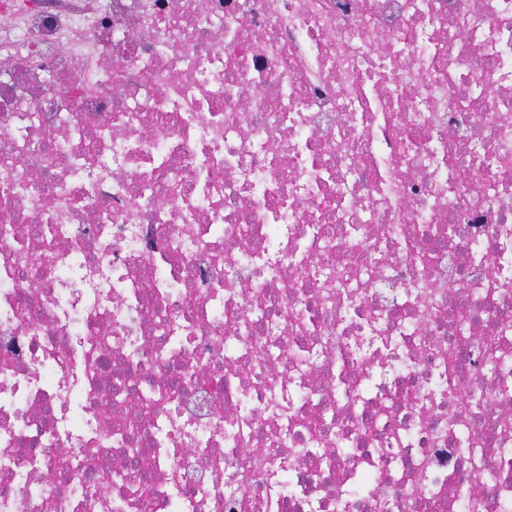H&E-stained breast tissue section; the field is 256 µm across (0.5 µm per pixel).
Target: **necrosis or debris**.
<instances>
[{
    "mask_svg": "<svg viewBox=\"0 0 512 512\" xmlns=\"http://www.w3.org/2000/svg\"><path fill=\"white\" fill-rule=\"evenodd\" d=\"M4 53L0 512H458L457 425L512 500V368L474 364L512 355V0H45ZM339 267L325 301L305 272ZM256 305L277 359L236 334ZM340 376L374 396L337 404ZM118 434L134 491L107 482Z\"/></svg>",
    "mask_w": 512,
    "mask_h": 512,
    "instance_id": "necrosis-or-debris-1",
    "label": "necrosis or debris"
}]
</instances>
